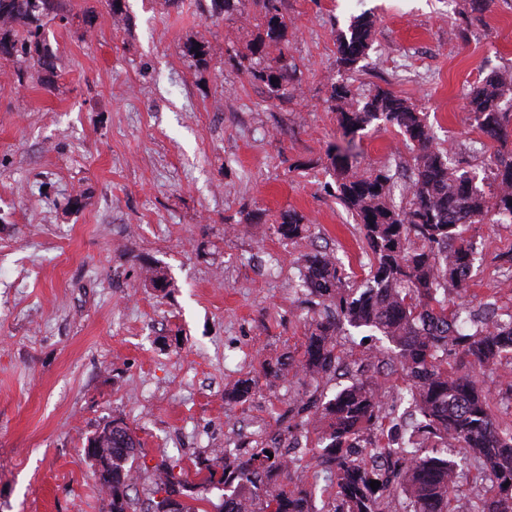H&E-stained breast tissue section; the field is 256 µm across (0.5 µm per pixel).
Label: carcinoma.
I'll return each mask as SVG.
<instances>
[{"label":"carcinoma","instance_id":"cac0c4a2","mask_svg":"<svg viewBox=\"0 0 512 512\" xmlns=\"http://www.w3.org/2000/svg\"><path fill=\"white\" fill-rule=\"evenodd\" d=\"M202 14L218 18L235 10L238 0H199ZM257 41L251 56L230 57L233 66L265 85L277 99L296 90V70L288 63V22L281 0H252ZM466 14L482 21L493 0H465ZM70 0H0V58L54 68L45 43L50 21L67 20ZM375 21L362 14L336 39V83L329 101L338 112L346 145L328 154L336 179V197L361 224L367 275L356 286L332 252L317 250L300 261V287L308 303L327 305L311 319L302 354L279 360L268 376L278 380L293 371L307 387L288 403L285 415L301 436L316 434L325 471L337 489L333 512H383L384 500L403 495L409 512H448L456 487L454 448L473 464L488 468L493 491L468 501L464 512H512V421L497 417L477 373L512 366V312L488 313L448 301V293L466 290L478 250L469 234L473 224L512 223V151L496 153L483 177L457 152L435 147L426 114L407 98L379 89L362 100L350 99L344 77L360 71L372 45ZM277 51L275 64L266 62ZM183 57L208 66L205 44L184 43ZM467 106L479 131L504 143L512 135V76L492 71L472 87ZM399 129L411 154L409 187L397 202L398 172L385 168L364 176L352 154L355 136L375 125ZM279 238L294 241L310 226L294 210L273 226ZM375 331L390 344L378 356L367 353L346 364L337 352L344 327ZM403 383L398 402H384L389 375ZM348 383L329 396L325 386L339 377ZM255 383L242 379L225 398L243 403ZM112 437L98 442L94 454L112 458L110 512H131L128 494L141 441L123 419H112ZM356 448H385V464L367 468ZM294 460L276 442L239 444L224 452L222 471L194 462V478L166 459L153 467L154 493L146 512H164L183 496L181 512H202L214 489L223 491L216 512H316L304 490L291 491L280 480ZM373 480L380 482L372 489Z\"/></svg>","mask_w":512,"mask_h":512}]
</instances>
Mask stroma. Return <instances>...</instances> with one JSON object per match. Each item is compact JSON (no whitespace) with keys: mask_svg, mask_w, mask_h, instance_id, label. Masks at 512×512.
<instances>
[{"mask_svg":"<svg viewBox=\"0 0 512 512\" xmlns=\"http://www.w3.org/2000/svg\"><path fill=\"white\" fill-rule=\"evenodd\" d=\"M281 9L301 79L288 101L229 62L258 35L252 0L216 21L196 0H123L118 24L105 0H72L68 21L45 28L54 70L0 59V512H109L85 448L115 417L143 446L136 512L160 459L218 469L215 449L238 440L289 443L278 416L299 382L265 370L302 350L297 263L327 245L364 275L363 233L328 159L341 136L327 103L336 36L352 17L376 22L352 96L381 88L416 102L440 148L480 139L465 97L490 70L512 74V0L466 32L463 0ZM190 40L205 43L207 68L183 57ZM355 145L369 173L410 159L390 126ZM290 209L309 237L273 234ZM471 232L481 256L461 301L512 311L495 273L512 224ZM247 377L255 395L227 404L225 389ZM318 456L304 448L290 477L320 507L335 488Z\"/></svg>","mask_w":512,"mask_h":512,"instance_id":"1","label":"stroma"}]
</instances>
